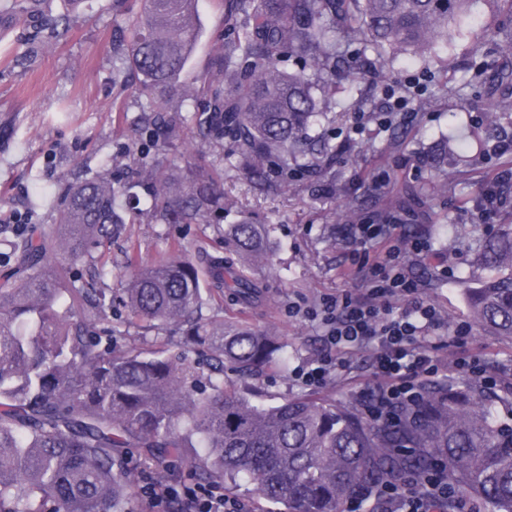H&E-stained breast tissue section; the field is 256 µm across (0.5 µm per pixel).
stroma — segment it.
<instances>
[{"label": "stroma", "mask_w": 512, "mask_h": 512, "mask_svg": "<svg viewBox=\"0 0 512 512\" xmlns=\"http://www.w3.org/2000/svg\"><path fill=\"white\" fill-rule=\"evenodd\" d=\"M141 0H28V15L18 19L13 0H0V242L12 239L17 224L53 230L68 184L93 175L120 177L128 149L146 162L183 167L194 155L195 126L180 142L165 144L152 123L155 112H181L194 118L205 99L183 101L180 92L153 100L130 88L137 75L120 46L141 14ZM200 37L182 77L193 85L214 69L218 52L232 31L228 0H197ZM467 23L449 41L416 58L398 56L377 67L367 80L344 78L321 85L319 94L341 112L310 130L336 148L325 173L298 175L288 189H259L241 172L232 143L207 151L208 162L224 170V208L203 224H130L106 252L105 287L123 288L129 253L153 262L171 248L224 250V230L247 220L271 227L270 261L254 265L260 285L256 301L237 300L232 290L213 300L225 324L274 336L285 345L292 365L317 358L324 349L316 323L290 315V303L308 305L324 295L354 288L355 275L345 255V226L376 212L397 211L407 235L430 238L433 257L410 271L425 284L424 296L448 326L471 320L463 293L473 277L470 261L480 242L512 222V199L489 223L474 220L482 191L512 170V155L494 154L500 137L512 136V111L490 113V99L512 98V85L485 76L487 66L512 68V58L480 57L474 46L495 16L486 0H474ZM65 18L51 29L47 17ZM417 81L408 101L413 120L384 128L369 124L353 130V116L377 109L395 82ZM460 87L456 96L435 98L438 86ZM462 142L452 190L431 195L438 167L433 162L444 140ZM447 279H437L439 265ZM429 331L435 355L448 375L467 379L457 361L475 358L494 375L512 382V339L474 327L465 343H443ZM265 398L305 396L339 405L357 400L376 385L364 353H351L349 366L327 386L311 391L292 376L273 370L258 379Z\"/></svg>", "instance_id": "1"}]
</instances>
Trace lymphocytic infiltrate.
<instances>
[{"label":"lymphocytic infiltrate","instance_id":"1","mask_svg":"<svg viewBox=\"0 0 512 512\" xmlns=\"http://www.w3.org/2000/svg\"><path fill=\"white\" fill-rule=\"evenodd\" d=\"M346 236L354 245L349 259L360 273L359 289L323 297L305 308L290 306V314L320 319L326 328L325 352L295 369L293 376L304 386L320 388L347 368L345 351L367 352L383 386L363 405L370 416L392 419L418 407L425 386L448 372L423 342L428 330L442 327L441 314L422 299V285L406 263L410 257L431 255L432 244L423 236L405 237L401 220L393 217L348 225ZM382 240L389 241V248L380 255L372 253L373 244ZM398 299L406 306L395 315L391 303ZM143 495L150 512H162L172 501L180 504L181 512H246L243 502L212 486L151 484ZM377 495L393 512H439V505L448 500V484L438 469L421 481L381 484Z\"/></svg>","mask_w":512,"mask_h":512}]
</instances>
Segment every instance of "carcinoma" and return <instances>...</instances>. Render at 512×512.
<instances>
[{
	"mask_svg": "<svg viewBox=\"0 0 512 512\" xmlns=\"http://www.w3.org/2000/svg\"><path fill=\"white\" fill-rule=\"evenodd\" d=\"M234 37L224 43L209 80L193 88L180 76L196 46V0H143L128 45L142 96L201 94L207 115L197 138L232 137L252 184L288 180V161L320 173L336 159L307 130L325 111L316 80L278 67L284 52L310 59L321 77L340 67V41L364 44L381 60L416 56L448 40L471 15V0H233ZM187 119L161 113L164 139L180 140ZM123 186L97 176L67 188L55 230L7 243L0 276V512H131L137 486L125 459L139 448L157 467L192 458L202 480L237 484L246 477L268 512H345L354 496L380 512L378 482L423 475L438 461L448 477L447 512L459 498L470 512H512V425L495 415L501 395L467 383L430 385L415 411L370 418L356 403L338 407L299 397L267 402L256 383L287 356L274 339L224 326L203 309L229 288L243 301L258 294L250 262L269 259V229L243 221L225 235L240 257L206 250L144 264L129 258L125 288L114 295L92 278L65 284L62 266L99 269L112 238L135 224L139 188L154 224H202L224 208V170L199 155L185 170L133 161ZM474 266L494 275L466 289L473 320L512 339V224L484 239ZM143 333L174 324L198 354L171 355L126 341L99 326L115 303ZM238 372L224 378V365Z\"/></svg>",
	"mask_w": 512,
	"mask_h": 512,
	"instance_id": "obj_1",
	"label": "carcinoma"
}]
</instances>
